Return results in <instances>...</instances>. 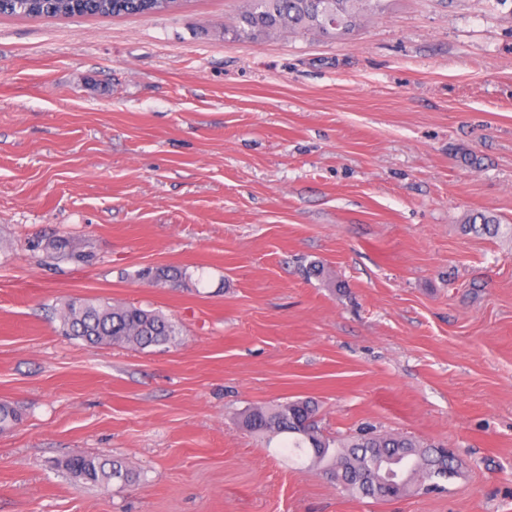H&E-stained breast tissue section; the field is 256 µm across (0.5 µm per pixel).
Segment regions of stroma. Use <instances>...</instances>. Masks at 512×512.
I'll use <instances>...</instances> for the list:
<instances>
[{"instance_id":"obj_1","label":"stroma","mask_w":512,"mask_h":512,"mask_svg":"<svg viewBox=\"0 0 512 512\" xmlns=\"http://www.w3.org/2000/svg\"><path fill=\"white\" fill-rule=\"evenodd\" d=\"M246 7L0 16V512H512V0L232 40ZM62 234L93 262L26 246ZM70 297L181 341L67 338ZM305 397L325 435L443 445L456 476L358 500L240 426ZM85 455L142 480L76 483Z\"/></svg>"}]
</instances>
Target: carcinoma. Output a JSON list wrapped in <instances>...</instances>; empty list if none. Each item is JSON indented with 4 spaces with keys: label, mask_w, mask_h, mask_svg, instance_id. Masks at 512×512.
<instances>
[{
    "label": "carcinoma",
    "mask_w": 512,
    "mask_h": 512,
    "mask_svg": "<svg viewBox=\"0 0 512 512\" xmlns=\"http://www.w3.org/2000/svg\"><path fill=\"white\" fill-rule=\"evenodd\" d=\"M184 0H3L0 15L30 18H101L167 14ZM390 0H250L249 8L232 26L233 40L255 39L263 34L288 31L341 38L370 17L389 10ZM30 250L57 262L83 265L92 256L79 250L67 235L37 239ZM144 279L175 288L182 273L171 268L147 269ZM59 329L65 336L90 345L124 344L135 349L169 347L178 341L177 325L158 311L135 304L70 298L56 309ZM319 406L311 398H297L251 408L241 416L248 432L267 441L283 437L288 462L305 457L301 468H315L332 485L361 498L391 501L403 496L445 490L440 484L457 473L454 453L441 446L421 444L403 435H375L362 431L349 439L324 435L318 426ZM399 467L390 482L383 469ZM69 474L82 484L107 489L139 481V473L117 459L77 456L65 463Z\"/></svg>",
    "instance_id": "1"
}]
</instances>
